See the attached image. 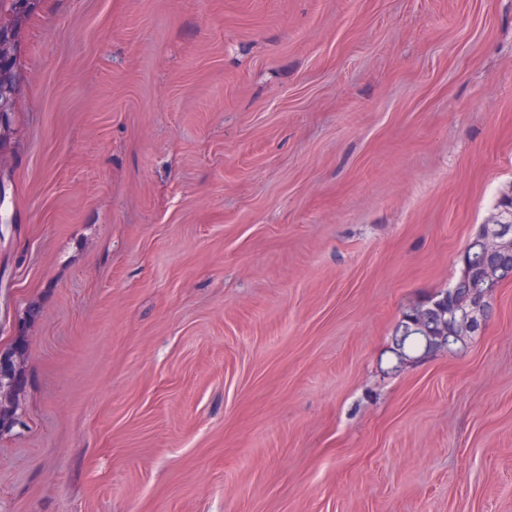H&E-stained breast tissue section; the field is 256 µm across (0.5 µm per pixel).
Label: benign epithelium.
Wrapping results in <instances>:
<instances>
[{
	"label": "benign epithelium",
	"instance_id": "1",
	"mask_svg": "<svg viewBox=\"0 0 512 512\" xmlns=\"http://www.w3.org/2000/svg\"><path fill=\"white\" fill-rule=\"evenodd\" d=\"M512 214L507 200L490 224L483 226L478 243L483 255V275L477 285L448 290V339H439L435 352H463L476 334L479 319L487 316L491 300L504 281L512 279V226L501 224V217Z\"/></svg>",
	"mask_w": 512,
	"mask_h": 512
}]
</instances>
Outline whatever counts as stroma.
Listing matches in <instances>:
<instances>
[{"mask_svg": "<svg viewBox=\"0 0 512 512\" xmlns=\"http://www.w3.org/2000/svg\"><path fill=\"white\" fill-rule=\"evenodd\" d=\"M0 147V512H512V0H36ZM492 224H484L478 237V243L483 255L484 264L481 267L483 273L474 287L469 283V288H451L448 290L450 304L442 303L444 292L431 297L421 305L430 315L426 326L431 330L432 336H442L440 319L448 315V341L443 337L439 339V345H431L429 352H425L426 336L423 332L412 330V321L419 308L413 307L405 312L397 322L394 329V338L401 336V355L417 354L425 352H446L448 354L462 353L475 336L479 326V317H486L490 310L491 300L504 281L512 279V229L509 224H498L501 216H509L511 221V200L503 202ZM486 273L487 275H485ZM493 273L496 277L493 276ZM433 324V325H432ZM23 347L18 345L14 350L5 352L1 357L9 363V371L4 374L0 370V430L5 425H8L7 429L14 426V422H18L19 413V402L16 400V393L20 386V373L17 367V360L23 354Z\"/></svg>", "mask_w": 512, "mask_h": 512, "instance_id": "1", "label": "stroma"}]
</instances>
